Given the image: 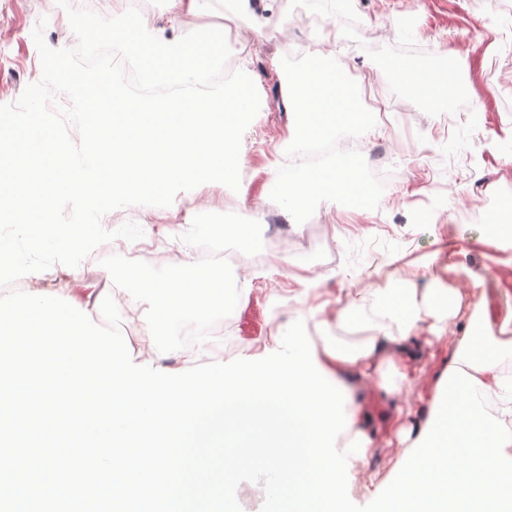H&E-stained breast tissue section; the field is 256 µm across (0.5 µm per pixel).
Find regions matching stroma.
Masks as SVG:
<instances>
[{"label": "stroma", "instance_id": "35a3bbf8", "mask_svg": "<svg viewBox=\"0 0 512 512\" xmlns=\"http://www.w3.org/2000/svg\"><path fill=\"white\" fill-rule=\"evenodd\" d=\"M16 9L0 12V130L19 131L43 116L76 111L75 103L58 99L61 89L89 85L103 71L94 51L97 39L107 37L106 21L122 16L121 0H17ZM338 17L346 27L337 48L323 50L313 19L301 10L300 0H251L252 11L228 19L225 0H208L203 13L183 16L170 27L165 8L154 12L153 24L164 38L184 40L208 36L222 44L225 34L251 41L252 48L234 62L247 69L253 81L243 87L257 111L243 116L238 129L240 167L225 171L224 191L195 195L182 191L181 208L196 224L238 225L245 252L263 253L253 265V292L236 310L229 328L235 343L231 356L248 351L266 336L272 318L287 320L299 305L283 301L273 309L265 291L287 287L288 276L304 265L309 253L306 233L292 231L281 207L266 188V167L281 142L295 132L294 112L287 107L274 79L273 64L286 55H327L348 76L370 70L379 96L394 115L393 129L369 138L365 160L385 165L386 143L398 130L402 148L413 151L409 167L397 178V203L386 211H364L335 202H322L308 219L330 255L331 265L374 271L375 258L410 248L423 258L435 248V237L457 239L465 249L458 261L464 271L454 287L469 288L468 271L484 273L486 286L500 312L512 310V293L498 291L512 267L497 263L484 238L501 210L512 212V14L503 0H340ZM434 55L450 58L463 75L451 88V104L434 111L438 89L431 82L409 80L407 73L420 60ZM454 118L451 135L439 128ZM481 185L487 201L476 212L468 207L473 187ZM374 224L375 235L337 239L339 228ZM288 244L286 256L267 253L271 233ZM279 268L273 280L262 271ZM402 455L400 448L380 445L371 450L370 468L348 488L351 500L367 504L374 486L389 476Z\"/></svg>", "mask_w": 512, "mask_h": 512}]
</instances>
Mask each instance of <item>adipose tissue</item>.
<instances>
[{"label":"adipose tissue","mask_w":512,"mask_h":512,"mask_svg":"<svg viewBox=\"0 0 512 512\" xmlns=\"http://www.w3.org/2000/svg\"><path fill=\"white\" fill-rule=\"evenodd\" d=\"M109 31L146 82L182 91L136 101L101 83V94L112 97V117L86 132L81 150L71 151L68 137L84 116L70 112L49 120L64 136L58 153L33 139L0 154V293L17 283L58 292L97 321L108 311L134 313L142 330L131 339L135 362L179 369L216 347L224 328L225 308L207 296L211 281L224 275V238L235 228L222 226L206 239L188 221L113 225L109 217L149 196L174 217L182 190L223 186L225 170L241 162L229 135L255 105L226 92L196 93L191 46L158 37L152 21L113 23ZM41 155L48 175L24 179ZM60 200L69 207L63 219L53 208ZM115 239L135 252L167 245L180 264L125 276L108 262L87 279L90 242ZM458 253L452 243L419 262L399 250L385 260L383 283L360 270L290 278L307 321L337 330L315 341L320 367L351 398L352 423L337 448L359 433L405 447L375 489L376 512H512V312L499 314L479 273H471L464 291L444 281L458 273ZM331 277L338 289L330 300L323 284ZM429 334L449 339L451 357L426 351ZM423 358L437 367L424 379ZM406 386L416 389L424 416L416 427L398 403Z\"/></svg>","instance_id":"obj_1"}]
</instances>
